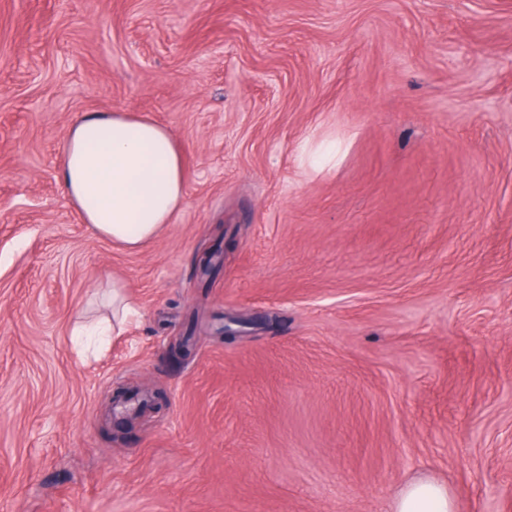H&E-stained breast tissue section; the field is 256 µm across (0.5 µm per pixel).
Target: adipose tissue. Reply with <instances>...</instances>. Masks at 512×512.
Returning <instances> with one entry per match:
<instances>
[{
  "label": "adipose tissue",
  "instance_id": "adipose-tissue-1",
  "mask_svg": "<svg viewBox=\"0 0 512 512\" xmlns=\"http://www.w3.org/2000/svg\"><path fill=\"white\" fill-rule=\"evenodd\" d=\"M61 183L84 223L127 250L160 236L185 198L182 156L171 131L144 116L93 112L69 128ZM446 485L414 480L390 512H453Z\"/></svg>",
  "mask_w": 512,
  "mask_h": 512
}]
</instances>
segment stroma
<instances>
[{"label": "stroma", "instance_id": "1", "mask_svg": "<svg viewBox=\"0 0 512 512\" xmlns=\"http://www.w3.org/2000/svg\"><path fill=\"white\" fill-rule=\"evenodd\" d=\"M89 112L183 155L138 251L58 179ZM116 281L138 313L81 351ZM123 385L165 399L119 426ZM421 478L512 512V0H0V512H387Z\"/></svg>", "mask_w": 512, "mask_h": 512}]
</instances>
